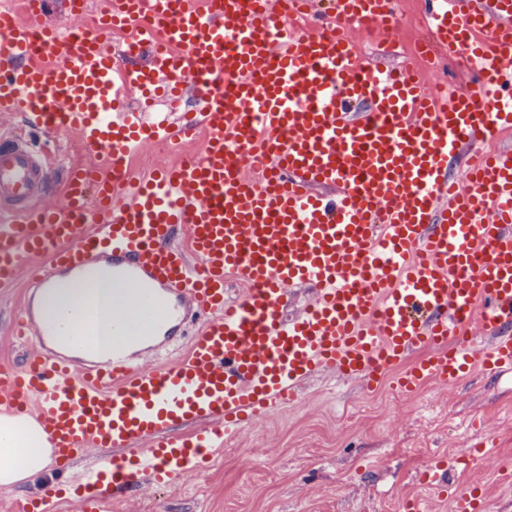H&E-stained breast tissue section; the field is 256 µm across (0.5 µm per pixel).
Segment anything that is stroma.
I'll return each instance as SVG.
<instances>
[{
	"label": "stroma",
	"instance_id": "obj_1",
	"mask_svg": "<svg viewBox=\"0 0 512 512\" xmlns=\"http://www.w3.org/2000/svg\"><path fill=\"white\" fill-rule=\"evenodd\" d=\"M420 10L421 0H401L396 54L387 65H401L425 35ZM0 125L25 134L33 149L50 145L47 201L63 203L68 169L90 161L77 137L30 131L23 117L9 114H0ZM198 150L195 143L148 146L128 169L145 177ZM28 281L22 273L0 287V362L17 365L27 354L12 334V319ZM300 393L302 404L242 428L203 471L166 489L142 486L132 498L109 500L102 512H398L407 500L427 512H451L453 493L438 496L422 475L434 459L481 447L488 456L452 471L450 482H480L481 512H512V482L499 472L512 462V374L477 370L458 385L430 383L406 396L394 391L388 374L370 385L323 371L303 381Z\"/></svg>",
	"mask_w": 512,
	"mask_h": 512
}]
</instances>
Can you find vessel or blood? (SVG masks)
I'll list each match as a JSON object with an SVG mask.
<instances>
[{
  "instance_id": "1",
  "label": "vessel or blood",
  "mask_w": 512,
  "mask_h": 512,
  "mask_svg": "<svg viewBox=\"0 0 512 512\" xmlns=\"http://www.w3.org/2000/svg\"><path fill=\"white\" fill-rule=\"evenodd\" d=\"M115 2L65 36L34 24L52 0L0 9V112L74 132L98 160L49 205V152L0 135V286L38 259L40 288L104 265L134 295L120 324L167 343L187 315L198 326L183 357L146 369L126 346L100 350L92 300L74 356L49 348L52 323L24 299L17 333L37 348L0 365V413L46 435L67 475L49 496L98 512V486L174 484L324 368L374 381L399 365L407 395L477 364L512 370V148L474 151L512 131V0H424L431 49L472 61L465 88L438 96L419 65L374 66L348 35L394 29L395 0H332L289 27L276 0ZM189 93L198 111L172 115ZM195 138L199 156L130 179L142 147ZM462 154L460 187L449 164ZM303 285L310 303L286 316ZM196 421L204 432L175 435ZM91 448L101 457L70 473Z\"/></svg>"
}]
</instances>
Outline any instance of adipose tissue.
Instances as JSON below:
<instances>
[{"label":"adipose tissue","mask_w":512,"mask_h":512,"mask_svg":"<svg viewBox=\"0 0 512 512\" xmlns=\"http://www.w3.org/2000/svg\"><path fill=\"white\" fill-rule=\"evenodd\" d=\"M87 297L97 299L103 313L109 315L125 312L130 293L106 269L89 270L78 279L57 278L44 312L56 322L61 342L74 343L82 324L74 304ZM49 455L46 436L34 420L0 416V486L36 484L48 467Z\"/></svg>","instance_id":"adipose-tissue-1"}]
</instances>
